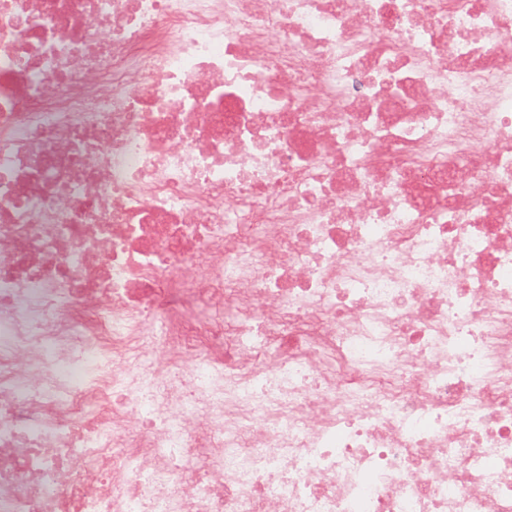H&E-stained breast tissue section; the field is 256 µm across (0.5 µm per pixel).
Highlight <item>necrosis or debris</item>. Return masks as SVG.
<instances>
[{
  "label": "necrosis or debris",
  "mask_w": 512,
  "mask_h": 512,
  "mask_svg": "<svg viewBox=\"0 0 512 512\" xmlns=\"http://www.w3.org/2000/svg\"><path fill=\"white\" fill-rule=\"evenodd\" d=\"M0 512H512V0H0Z\"/></svg>",
  "instance_id": "necrosis-or-debris-1"
}]
</instances>
